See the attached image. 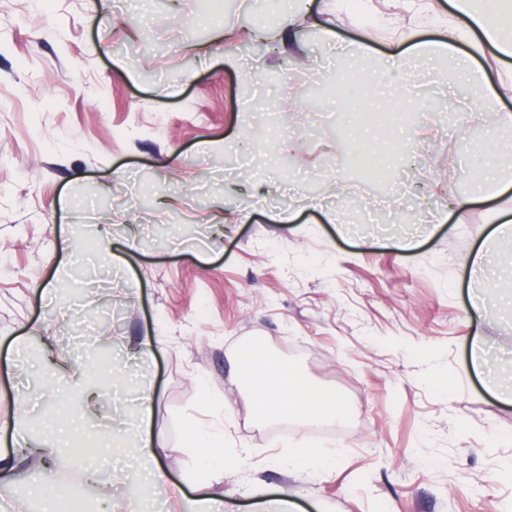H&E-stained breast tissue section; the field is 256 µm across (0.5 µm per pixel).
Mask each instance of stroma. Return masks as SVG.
Masks as SVG:
<instances>
[{
    "label": "stroma",
    "mask_w": 512,
    "mask_h": 512,
    "mask_svg": "<svg viewBox=\"0 0 512 512\" xmlns=\"http://www.w3.org/2000/svg\"><path fill=\"white\" fill-rule=\"evenodd\" d=\"M309 0L285 39L255 37L264 0H0V454L28 404L32 443L51 442L67 400L37 390L59 363L110 396L117 375L153 397L150 435L170 500L196 496V464L180 451L188 422L220 424L246 465L209 477L224 512H512V404L470 362L482 337L512 368V307L470 317L467 265L489 252L491 278L512 277V128L461 126L412 112L374 123L370 169L328 96L345 56L367 43L386 96L398 37H445L456 12L425 0ZM411 97L441 98L439 60H409ZM413 143L414 157L404 146ZM486 160L509 188L448 210V186H471ZM350 193L339 196L334 174ZM415 235L404 251L396 239ZM79 305L52 320L65 287ZM154 337L125 375L120 357ZM261 338L276 356L352 402L348 424L258 423L235 358ZM447 378L440 386L438 378ZM90 451L61 476L86 512L114 494L113 460L95 420L77 430ZM335 454L328 471L290 469L288 442ZM110 444L111 456L92 455ZM94 467L102 481L86 485ZM42 478L0 475V512L27 503Z\"/></svg>",
    "instance_id": "stroma-1"
}]
</instances>
